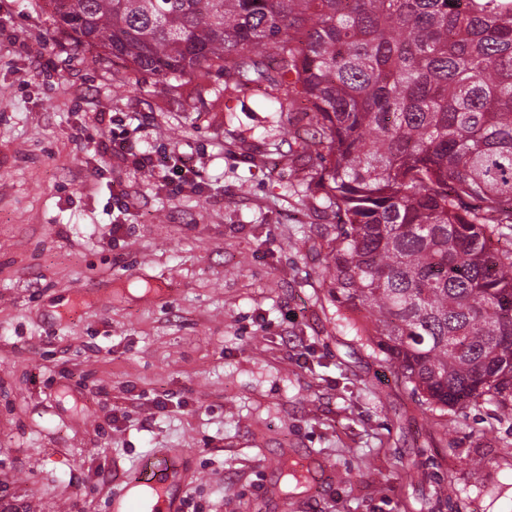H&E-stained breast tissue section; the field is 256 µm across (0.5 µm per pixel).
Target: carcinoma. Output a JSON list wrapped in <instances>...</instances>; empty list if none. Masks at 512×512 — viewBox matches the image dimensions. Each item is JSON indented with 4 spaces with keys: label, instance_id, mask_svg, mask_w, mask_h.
Listing matches in <instances>:
<instances>
[{
    "label": "carcinoma",
    "instance_id": "carcinoma-1",
    "mask_svg": "<svg viewBox=\"0 0 512 512\" xmlns=\"http://www.w3.org/2000/svg\"><path fill=\"white\" fill-rule=\"evenodd\" d=\"M46 4L101 61L307 102L336 303L425 403L509 406L512 251L489 241L512 230V0Z\"/></svg>",
    "mask_w": 512,
    "mask_h": 512
}]
</instances>
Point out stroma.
<instances>
[{
    "label": "stroma",
    "instance_id": "stroma-1",
    "mask_svg": "<svg viewBox=\"0 0 512 512\" xmlns=\"http://www.w3.org/2000/svg\"><path fill=\"white\" fill-rule=\"evenodd\" d=\"M90 57L0 0V512H112L163 448L181 512H512V411L422 402L329 294L306 106ZM134 164L139 169H151L154 173H161L159 178L165 183L183 179L192 172L184 160L176 156L168 157L162 164H156L151 157L140 156L134 160Z\"/></svg>",
    "mask_w": 512,
    "mask_h": 512
}]
</instances>
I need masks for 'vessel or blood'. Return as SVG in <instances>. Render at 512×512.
<instances>
[{"label":"vessel or blood","mask_w":512,"mask_h":512,"mask_svg":"<svg viewBox=\"0 0 512 512\" xmlns=\"http://www.w3.org/2000/svg\"><path fill=\"white\" fill-rule=\"evenodd\" d=\"M183 458L174 450L145 456L140 460L135 475L128 477L129 486L142 484L151 486L157 492L153 512H180V477Z\"/></svg>","instance_id":"vessel-or-blood-1"}]
</instances>
